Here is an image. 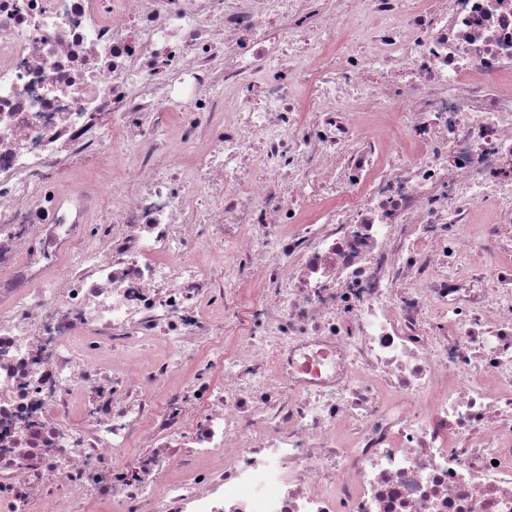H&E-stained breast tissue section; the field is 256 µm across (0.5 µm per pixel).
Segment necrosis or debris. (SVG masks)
I'll use <instances>...</instances> for the list:
<instances>
[{
  "instance_id": "necrosis-or-debris-1",
  "label": "necrosis or debris",
  "mask_w": 512,
  "mask_h": 512,
  "mask_svg": "<svg viewBox=\"0 0 512 512\" xmlns=\"http://www.w3.org/2000/svg\"><path fill=\"white\" fill-rule=\"evenodd\" d=\"M511 224L512 0H0V512H512Z\"/></svg>"
}]
</instances>
